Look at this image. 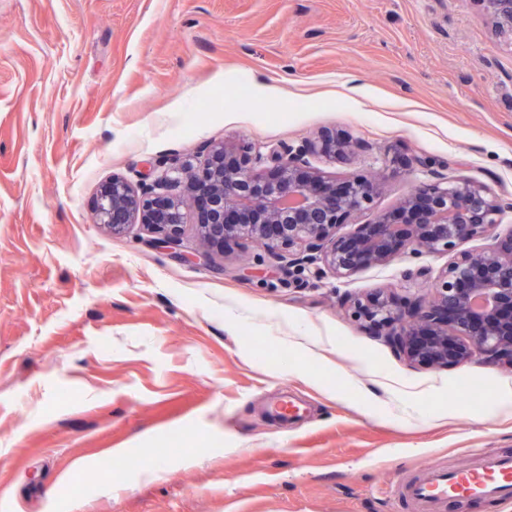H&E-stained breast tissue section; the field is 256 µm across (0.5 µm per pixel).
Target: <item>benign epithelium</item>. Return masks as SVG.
<instances>
[{
	"label": "benign epithelium",
	"instance_id": "obj_1",
	"mask_svg": "<svg viewBox=\"0 0 512 512\" xmlns=\"http://www.w3.org/2000/svg\"><path fill=\"white\" fill-rule=\"evenodd\" d=\"M495 25L512 33V0H482ZM353 141L323 130L296 149L241 161L227 142L192 156L149 163L141 188L122 177L102 185L94 223L114 235L138 224L179 253L183 228L193 216L202 246L262 248L277 269L318 265L340 279L357 271L415 257L452 259L428 292L400 305L386 288L353 302L359 320L411 365L448 367L491 362L512 367V235L477 249L458 247L488 234L512 199L492 195L467 179L443 186H413L398 207L336 229L364 213L387 175L341 181L313 164L347 159Z\"/></svg>",
	"mask_w": 512,
	"mask_h": 512
}]
</instances>
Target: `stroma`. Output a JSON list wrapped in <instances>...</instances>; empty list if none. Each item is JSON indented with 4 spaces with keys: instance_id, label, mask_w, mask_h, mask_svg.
Listing matches in <instances>:
<instances>
[{
    "instance_id": "obj_1",
    "label": "stroma",
    "mask_w": 512,
    "mask_h": 512,
    "mask_svg": "<svg viewBox=\"0 0 512 512\" xmlns=\"http://www.w3.org/2000/svg\"><path fill=\"white\" fill-rule=\"evenodd\" d=\"M326 129L357 144L330 175L389 171L372 212L512 197V35L481 0H0V512H411L429 463L512 452V368L410 366L351 314L447 256L282 275L93 222L112 176Z\"/></svg>"
}]
</instances>
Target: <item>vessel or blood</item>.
<instances>
[{
	"instance_id": "b4317fda",
	"label": "vessel or blood",
	"mask_w": 512,
	"mask_h": 512,
	"mask_svg": "<svg viewBox=\"0 0 512 512\" xmlns=\"http://www.w3.org/2000/svg\"><path fill=\"white\" fill-rule=\"evenodd\" d=\"M474 463L462 469L430 464L418 476L399 484L397 491L419 512H442L452 500L512 502V454L472 451Z\"/></svg>"
}]
</instances>
